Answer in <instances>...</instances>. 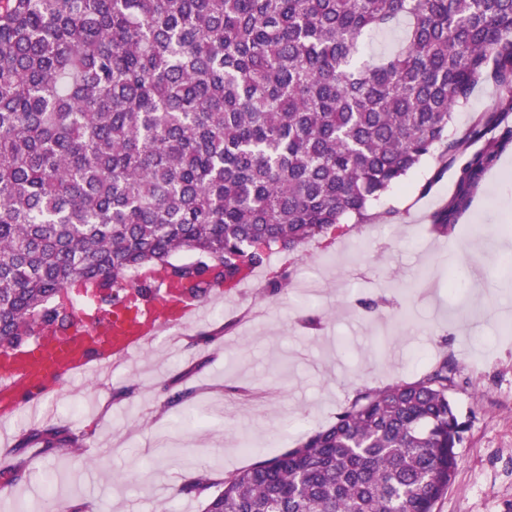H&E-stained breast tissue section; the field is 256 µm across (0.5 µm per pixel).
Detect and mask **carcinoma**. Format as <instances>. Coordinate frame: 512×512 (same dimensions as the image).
Returning <instances> with one entry per match:
<instances>
[{
  "label": "carcinoma",
  "instance_id": "1",
  "mask_svg": "<svg viewBox=\"0 0 512 512\" xmlns=\"http://www.w3.org/2000/svg\"><path fill=\"white\" fill-rule=\"evenodd\" d=\"M402 21L398 51L360 58ZM481 79L512 112V0H0V349L71 322L75 283L116 300L140 287L128 271L164 266L233 284L480 142L434 217L448 234L512 141L498 112L448 138ZM455 372L439 360L363 392L296 446L182 492L201 512H434L465 431ZM26 439L83 447L59 428Z\"/></svg>",
  "mask_w": 512,
  "mask_h": 512
}]
</instances>
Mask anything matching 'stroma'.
<instances>
[{
	"mask_svg": "<svg viewBox=\"0 0 512 512\" xmlns=\"http://www.w3.org/2000/svg\"><path fill=\"white\" fill-rule=\"evenodd\" d=\"M497 90L478 82L455 107L458 138ZM464 157L439 171L422 160L372 207L367 224H344L269 268L294 273L287 291L269 277L228 288L202 321L158 337L112 373L63 382L45 414L17 412L8 434L13 500L32 512H199L181 486L198 471L230 473L335 422L359 393L420 377L444 358L457 364L452 396L466 424L452 486L435 512H512V142L471 191L448 235L433 216L459 189ZM378 300V309L362 302ZM213 335L197 345L192 336ZM195 390L196 422L168 396ZM83 436L67 449L21 447L33 427Z\"/></svg>",
	"mask_w": 512,
	"mask_h": 512,
	"instance_id": "35a3bbf8",
	"label": "stroma"
}]
</instances>
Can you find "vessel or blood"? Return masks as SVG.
<instances>
[{
	"mask_svg": "<svg viewBox=\"0 0 512 512\" xmlns=\"http://www.w3.org/2000/svg\"><path fill=\"white\" fill-rule=\"evenodd\" d=\"M149 293L130 289L112 307L101 306L96 290L84 291L86 310L67 330L41 328L31 343L0 351V418L20 408L38 414L57 381L101 376L131 360L164 330L199 319L202 299L192 296L164 269L141 276Z\"/></svg>",
	"mask_w": 512,
	"mask_h": 512,
	"instance_id": "vessel-or-blood-1",
	"label": "vessel or blood"
}]
</instances>
